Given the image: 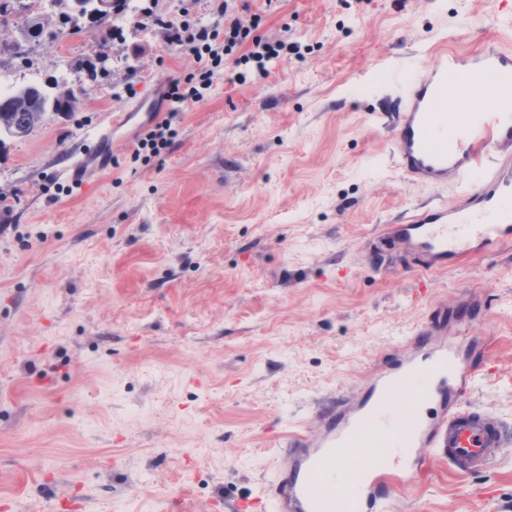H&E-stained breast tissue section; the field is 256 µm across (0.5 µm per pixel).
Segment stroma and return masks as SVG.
Instances as JSON below:
<instances>
[{
  "label": "stroma",
  "mask_w": 512,
  "mask_h": 512,
  "mask_svg": "<svg viewBox=\"0 0 512 512\" xmlns=\"http://www.w3.org/2000/svg\"><path fill=\"white\" fill-rule=\"evenodd\" d=\"M260 35L303 58L232 82L233 62L189 105L163 158L135 134L191 59L146 12L214 22L209 0H138L100 25L67 0L45 10L52 46L0 63L11 88H83L0 146V512H209L262 493L283 436L315 428L324 397L399 357L430 304L489 337L468 403L512 428V241L431 274L368 244L454 186L407 182L389 142L404 88L444 48L512 50V0H247ZM108 60H101L100 49ZM149 101L96 141L108 113ZM83 160L84 184L65 171ZM512 512V447L460 476L437 463L388 512Z\"/></svg>",
  "instance_id": "1"
}]
</instances>
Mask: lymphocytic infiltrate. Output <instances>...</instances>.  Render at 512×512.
<instances>
[{"mask_svg":"<svg viewBox=\"0 0 512 512\" xmlns=\"http://www.w3.org/2000/svg\"><path fill=\"white\" fill-rule=\"evenodd\" d=\"M215 12L219 20L211 25L147 15V23L161 29L167 44L191 56L193 65L184 79L168 85L164 98L170 107L161 121L136 136L134 156L158 157L172 148L178 135L177 122L189 104L203 100L205 91L219 77L224 58L234 57L236 65L248 66L253 78L261 79L267 77L272 62L300 53L297 43L261 36V15L238 7L236 0H218Z\"/></svg>","mask_w":512,"mask_h":512,"instance_id":"obj_1","label":"lymphocytic infiltrate"}]
</instances>
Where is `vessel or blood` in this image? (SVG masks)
I'll return each mask as SVG.
<instances>
[{"label": "vessel or blood", "instance_id": "1", "mask_svg": "<svg viewBox=\"0 0 512 512\" xmlns=\"http://www.w3.org/2000/svg\"><path fill=\"white\" fill-rule=\"evenodd\" d=\"M452 95L464 103L454 113ZM389 130L412 182L467 187L453 203L415 206L371 240L372 250L404 242L421 271L437 272L512 239V50L488 42L466 55L440 52L408 84ZM452 320L433 310L407 353L385 362L358 395L318 402L319 433L290 434L288 464L267 500L237 501L232 512H336L325 484L348 464L359 476L347 512H382L437 461L461 475L490 468L512 446V432L493 411L466 404L478 370L471 353L487 345L466 334L464 318L449 330Z\"/></svg>", "mask_w": 512, "mask_h": 512}]
</instances>
